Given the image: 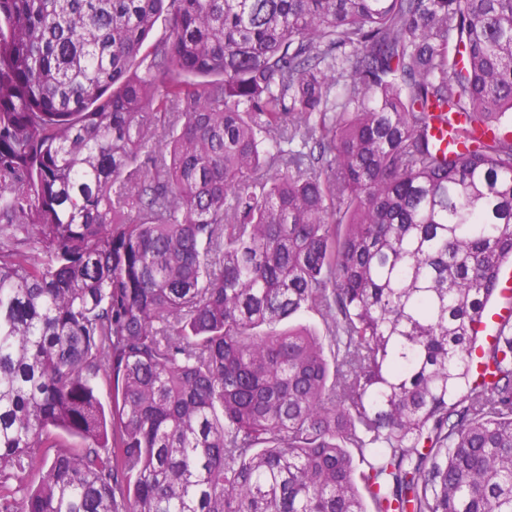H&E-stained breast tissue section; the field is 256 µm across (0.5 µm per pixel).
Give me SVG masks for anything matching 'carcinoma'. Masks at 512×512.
Returning a JSON list of instances; mask_svg holds the SVG:
<instances>
[{
  "label": "carcinoma",
  "instance_id": "obj_1",
  "mask_svg": "<svg viewBox=\"0 0 512 512\" xmlns=\"http://www.w3.org/2000/svg\"><path fill=\"white\" fill-rule=\"evenodd\" d=\"M506 112L512 0H0V512H512Z\"/></svg>",
  "mask_w": 512,
  "mask_h": 512
}]
</instances>
